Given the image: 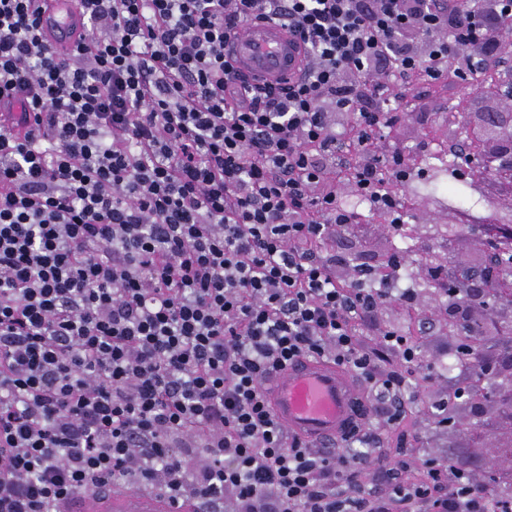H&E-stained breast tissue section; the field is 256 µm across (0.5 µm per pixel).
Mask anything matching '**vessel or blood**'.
Instances as JSON below:
<instances>
[{"label": "vessel or blood", "instance_id": "1", "mask_svg": "<svg viewBox=\"0 0 512 512\" xmlns=\"http://www.w3.org/2000/svg\"><path fill=\"white\" fill-rule=\"evenodd\" d=\"M44 33L58 53L76 49L85 34L78 0H40ZM229 55L252 79L274 82L302 74L298 39L276 21H252L226 44ZM273 413L293 435L311 443L332 442L361 420L366 401L352 376L332 362L301 357L263 386ZM71 512H172L166 498L104 486L73 498Z\"/></svg>", "mask_w": 512, "mask_h": 512}]
</instances>
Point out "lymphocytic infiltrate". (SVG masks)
Here are the masks:
<instances>
[{
    "mask_svg": "<svg viewBox=\"0 0 512 512\" xmlns=\"http://www.w3.org/2000/svg\"><path fill=\"white\" fill-rule=\"evenodd\" d=\"M33 0H0V512L124 480L203 512H512L467 463L385 468L357 426L316 449L262 384L318 356L370 386L378 426L404 412L418 347L359 326L388 299L318 245L357 217L329 170L350 120L347 182L399 230L409 163H383L392 78L468 79L512 48V0H80L59 55ZM302 40L303 76L250 83L224 52L252 20ZM400 366H385V351Z\"/></svg>",
    "mask_w": 512,
    "mask_h": 512,
    "instance_id": "lymphocytic-infiltrate-1",
    "label": "lymphocytic infiltrate"
}]
</instances>
